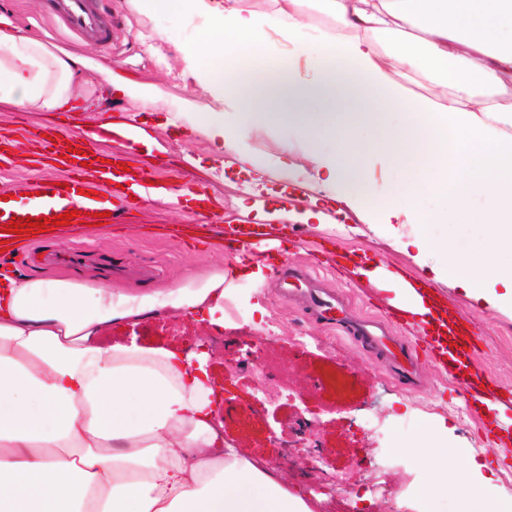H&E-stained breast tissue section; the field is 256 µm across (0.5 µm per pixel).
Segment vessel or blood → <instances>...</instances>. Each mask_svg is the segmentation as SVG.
I'll use <instances>...</instances> for the list:
<instances>
[{
	"label": "vessel or blood",
	"mask_w": 512,
	"mask_h": 512,
	"mask_svg": "<svg viewBox=\"0 0 512 512\" xmlns=\"http://www.w3.org/2000/svg\"><path fill=\"white\" fill-rule=\"evenodd\" d=\"M54 8L64 16L71 31L101 44L108 41L109 33L90 0H56ZM113 137L132 142L140 140L141 134L138 127L129 124L116 130L108 125L89 128L72 135V144L79 147L75 153L64 151L56 140L34 136L35 163L49 168L54 162H61L62 183L56 186L39 182V194L27 206L0 199V242L8 241L15 246L37 244L59 232L58 227L50 225L42 234L33 230L19 234L8 225L15 218H51L82 210L101 214V225L108 229L135 202L171 194L169 183L157 179L154 171L120 170L118 163L124 160V153L98 147L101 140ZM273 286L284 300L299 306L308 316L341 328L394 380L413 390L421 387L420 362L413 343L407 337L393 335L391 324L384 320L354 315L349 296L324 287L317 268L280 263L275 268ZM430 345L441 366L455 365L458 392L469 394L474 379L482 375L478 363L480 349L475 341L466 336L440 334L431 339Z\"/></svg>",
	"instance_id": "1"
}]
</instances>
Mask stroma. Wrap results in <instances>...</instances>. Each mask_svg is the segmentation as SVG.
<instances>
[{
	"label": "stroma",
	"mask_w": 512,
	"mask_h": 512,
	"mask_svg": "<svg viewBox=\"0 0 512 512\" xmlns=\"http://www.w3.org/2000/svg\"><path fill=\"white\" fill-rule=\"evenodd\" d=\"M44 2L0 0V15L22 35L91 56L103 67H119L129 79L162 92L156 106L120 96L103 113L99 103L110 88L100 71H83L73 88L71 127L135 122L141 141H105L102 149H123L131 166L159 169L171 184L189 181L210 196L203 209L148 201L111 231L79 224L44 242V249L97 252L129 264L132 272L122 286L154 288L225 261L216 244L229 228L290 226L293 235L282 259L317 265L331 287L351 296L362 312L389 314L392 294L337 269L338 254L355 253L409 280L430 282L451 314L466 319L481 349V367L505 398L502 415L512 421V317L468 296L456 281H435L432 269L445 263V255L434 256L427 267L416 264L413 250L404 246L415 225L381 224L376 210L338 201L319 180L299 134L288 126L253 129L230 146L191 129L194 118L211 110L223 113L225 124L238 119L225 111L181 52L198 40L208 15L141 14L130 0H111L102 9L110 38L91 46L50 15ZM55 118L52 112H27L0 102V135L11 136L16 153L24 157L31 131ZM433 161L425 151L403 158L396 176L375 169L378 195L405 200L407 186L425 177ZM475 208L483 223L460 224L451 216L431 225V235L455 250L481 248L496 215L483 199H476ZM308 210L321 212V220L300 221L299 213ZM108 334L119 343L180 350L206 341L209 374L230 390L219 410L225 439L247 458L279 471L314 512H460L466 505L484 512L489 499L512 502V445L486 437L471 398L457 395L450 376L429 357L421 359L424 387L405 391L355 344L258 282L227 286L222 329L180 315L118 323ZM427 432L437 441L426 463L417 447ZM434 477L448 490L428 500L424 488ZM463 479L475 491L466 502L459 491Z\"/></svg>",
	"instance_id": "1"
}]
</instances>
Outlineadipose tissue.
Wrapping results in <instances>:
<instances>
[{
  "instance_id": "adipose-tissue-1",
  "label": "adipose tissue",
  "mask_w": 512,
  "mask_h": 512,
  "mask_svg": "<svg viewBox=\"0 0 512 512\" xmlns=\"http://www.w3.org/2000/svg\"><path fill=\"white\" fill-rule=\"evenodd\" d=\"M270 14L240 0H132L142 12L208 14L199 41L183 49L225 109L199 120L234 143L263 126L288 125L307 142L324 181L346 205H372L373 162L395 171L421 147L431 173L412 182L407 203L384 198L385 221L419 225L418 263L442 252L427 231L440 221L420 209L443 197L460 219L473 197L499 213L484 252L456 254L436 279L512 314V273L494 255L512 250V99L498 95L512 75V0H275ZM329 23L318 37L304 13ZM293 47L288 68L270 66L267 32ZM89 56L54 51L15 32L0 16V101L50 112L67 106ZM435 89L412 97L406 80ZM336 140L335 152L319 151ZM352 275L393 291L412 322L447 329L446 305L400 273L368 264ZM224 269L216 266L158 288H104L59 274L13 275L0 283V512H314L284 477L226 447L214 389L192 354L134 343L105 331L159 315L208 313L223 324Z\"/></svg>"
}]
</instances>
